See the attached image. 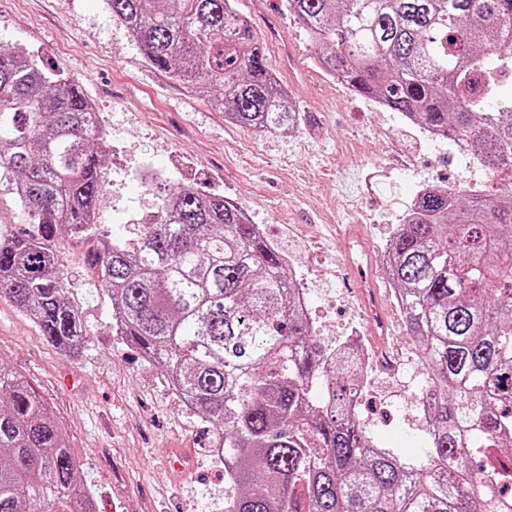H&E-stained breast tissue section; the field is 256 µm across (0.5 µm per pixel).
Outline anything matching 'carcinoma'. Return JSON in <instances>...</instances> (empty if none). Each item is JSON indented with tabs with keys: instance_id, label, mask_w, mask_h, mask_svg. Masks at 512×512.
<instances>
[{
	"instance_id": "carcinoma-1",
	"label": "carcinoma",
	"mask_w": 512,
	"mask_h": 512,
	"mask_svg": "<svg viewBox=\"0 0 512 512\" xmlns=\"http://www.w3.org/2000/svg\"><path fill=\"white\" fill-rule=\"evenodd\" d=\"M147 64L251 131L299 128L234 0H105ZM316 65L356 95L512 171V0H287ZM72 82L0 49V187L34 230L0 214V297L50 346L85 334L53 238L96 227L105 126ZM388 277L426 371V466L365 436L364 368L325 343L279 252L220 193L177 186L137 239L93 260L124 343L154 363L224 442V512H512V175L466 201L416 195L387 244ZM0 512H96L82 466L23 376L0 364Z\"/></svg>"
}]
</instances>
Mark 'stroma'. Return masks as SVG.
Segmentation results:
<instances>
[{
    "label": "stroma",
    "instance_id": "stroma-1",
    "mask_svg": "<svg viewBox=\"0 0 512 512\" xmlns=\"http://www.w3.org/2000/svg\"><path fill=\"white\" fill-rule=\"evenodd\" d=\"M271 67L304 114L295 131L258 142L225 121L204 94L190 93L151 68L103 0H0V48L21 47L80 86L105 120L113 152L102 168L97 229L86 237L58 230L66 295L86 334L79 359L48 346L28 316L0 299V362L22 372L53 410L78 455L98 512H216L224 468L194 444L198 419L171 396L159 369L112 329L91 255L97 236L127 233L155 211L171 185L220 192L266 237L281 240L306 270L320 308L317 332L331 342L368 318L342 284L348 225L369 231L375 264L427 184L486 189L493 180L448 141L431 139L397 112L351 93L314 64L317 49L285 0H237ZM168 179L146 191L144 169ZM401 347L398 374L369 373L360 410L364 430L409 465L425 460L426 423L417 400L425 371L392 287L378 278ZM193 467L167 472L172 448Z\"/></svg>",
    "mask_w": 512,
    "mask_h": 512
}]
</instances>
